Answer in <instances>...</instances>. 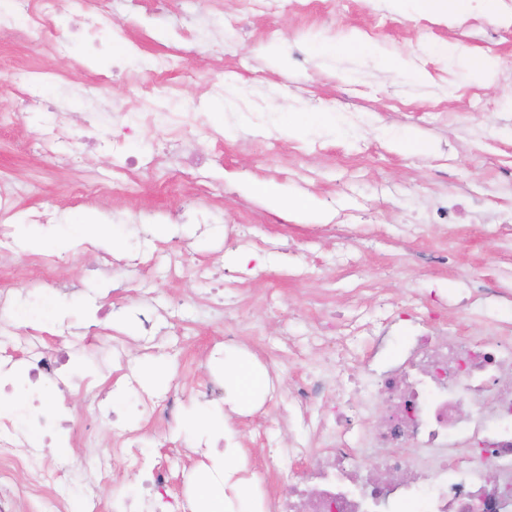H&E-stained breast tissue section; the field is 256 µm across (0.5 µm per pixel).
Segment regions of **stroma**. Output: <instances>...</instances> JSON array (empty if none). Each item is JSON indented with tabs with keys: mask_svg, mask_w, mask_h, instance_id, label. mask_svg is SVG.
<instances>
[{
	"mask_svg": "<svg viewBox=\"0 0 512 512\" xmlns=\"http://www.w3.org/2000/svg\"><path fill=\"white\" fill-rule=\"evenodd\" d=\"M112 0V24L89 55L70 31L76 0H61L46 21L58 37L25 35L26 19L8 0L0 23V57L45 74L49 111L23 117L24 87L0 94V182L13 186L18 212L0 238V289L22 292L5 319L0 352L22 354V336L66 350L74 374L95 376L96 393L59 396L83 417L96 400L134 431L148 462L168 464L170 491L210 481L194 461L217 433L259 469L276 467L265 438L287 441L288 387L322 370L320 355L289 349V338L318 336L330 319L349 322L375 299L401 304L408 290L455 299L448 318L461 332L491 336L512 324V300L499 301L498 322L484 321L469 299L482 288L512 293V26L485 0H461L448 22L426 13L402 16L386 0ZM360 33L365 57L342 41ZM195 67L169 83L183 111L204 125L159 151L164 134L146 128L121 137L132 110L129 85L113 76L124 62L148 75L156 44ZM449 43L474 64L472 73L430 53ZM407 60L394 70L391 61ZM235 100L239 111L224 109ZM277 111H268L269 102ZM92 112L112 116L119 142L83 149L76 163L44 153L41 123L69 140L90 136ZM340 118L337 131H307L312 114ZM414 130L412 151L388 132ZM202 154L194 167L186 152ZM113 194H94L96 185ZM263 183L276 198L254 193ZM305 196L308 209L289 207ZM462 200L449 225L441 210ZM43 213L38 223L28 214ZM249 256L247 267L236 263ZM244 313L242 336L224 343V307ZM159 319L144 335L140 316ZM134 371L136 388L110 389L113 348ZM244 358L259 375L274 374L280 394L264 408L236 401L225 362ZM162 366L160 380L146 377ZM188 392L175 424L135 412L138 390ZM122 439L103 426L83 447L45 445L43 456L81 466L109 456Z\"/></svg>",
	"mask_w": 512,
	"mask_h": 512,
	"instance_id": "1",
	"label": "stroma"
}]
</instances>
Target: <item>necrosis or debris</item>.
I'll return each instance as SVG.
<instances>
[{
  "instance_id": "necrosis-or-debris-1",
  "label": "necrosis or debris",
  "mask_w": 512,
  "mask_h": 512,
  "mask_svg": "<svg viewBox=\"0 0 512 512\" xmlns=\"http://www.w3.org/2000/svg\"><path fill=\"white\" fill-rule=\"evenodd\" d=\"M131 95L138 102L132 124L185 132L181 113L160 106L162 85L136 79ZM403 317L419 328L393 354L380 356L383 338L370 321L363 325L369 333L364 350L338 348L339 362L369 368L361 375L338 373L331 409H314L321 381L290 387L291 403L310 431L306 441L282 450L289 461L309 466L291 491H278L273 476L247 458L228 472L225 495L251 488L258 512H512V335L466 336L445 313L412 305L402 315L387 313L385 321ZM66 364L58 351L40 349L29 357L27 386L37 397L29 406L28 433L0 417V512H70L59 491L66 482L83 485L85 512H100L95 482L111 465L135 470L141 464L139 448L130 443L113 449L111 463L93 474L41 459L40 443L78 435L75 421L52 407L54 386L81 393L95 388L92 379H71ZM369 390L384 405L374 417L358 403ZM17 471L27 483L9 487Z\"/></svg>"
}]
</instances>
